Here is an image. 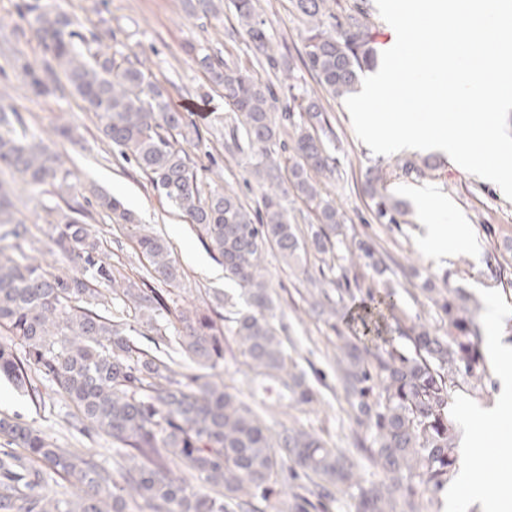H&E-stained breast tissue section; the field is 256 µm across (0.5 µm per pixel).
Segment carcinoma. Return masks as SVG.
Segmentation results:
<instances>
[{
    "instance_id": "obj_1",
    "label": "carcinoma",
    "mask_w": 512,
    "mask_h": 512,
    "mask_svg": "<svg viewBox=\"0 0 512 512\" xmlns=\"http://www.w3.org/2000/svg\"><path fill=\"white\" fill-rule=\"evenodd\" d=\"M239 25L254 47L275 64L265 22L255 0H233ZM308 28L299 53L314 86L298 104L302 122L292 138L288 178L271 161L280 142L275 113L278 95L237 68L204 54L197 65L223 89L236 115V133L258 158L251 173L262 209L251 211L233 191L202 193L181 140L187 139L184 113L173 109L165 88L138 56L116 57L100 37L91 49L67 13L39 3L23 7L20 18L46 55L38 67L24 65L31 93L48 95L66 82L97 117L105 139L132 157L151 185L184 218L199 228L224 266V278L237 283L245 307L221 315L214 303H178L182 273L161 236L134 232L148 262L147 274L163 284L149 288L112 265L103 242L82 217L91 207L116 223L133 224V214L111 193L89 187L76 196L75 173L64 166L41 137L24 127L20 113L0 103V174L9 173L32 197L56 189L63 205L48 209L42 229L47 253L65 265H45L23 249L31 236L29 219L14 207L0 180V380L41 396L39 386L65 398L77 414L72 426L84 435L112 439L116 465L98 463L94 454L61 448L16 416H0V512H128V500L141 499L149 512H265L284 476L303 479L290 512H310L353 490L356 512H424L423 494L448 487L456 472L458 427L448 411L454 387H484L487 365L476 312L459 291L425 288L440 320L438 333L424 323L402 332L407 350L387 344L359 346L337 333L336 382L365 436L358 451L377 473L361 477L358 462L344 450L295 422L273 433L266 422L270 406L251 405L210 371L224 364V332L238 344L260 386H276L279 399L296 408L317 402L305 371L289 355L271 322L273 300L265 274L270 250L297 262L313 249L337 258L344 248L351 261L381 278L393 273L369 239L341 237L340 211L321 196L312 175L334 173L323 136L328 129L323 100L355 91L359 74L374 63L371 28L358 14L331 23L330 0H296ZM371 174L365 193L379 224H403L404 201L384 194ZM314 206L317 228L301 240L284 198L288 189ZM336 297L321 288L312 307L338 313L345 297L362 290L358 278L335 262ZM367 295L378 318L401 320L397 292ZM153 332L156 351L135 346L124 314ZM228 321L225 327L219 321ZM71 487L62 500L53 475Z\"/></svg>"
}]
</instances>
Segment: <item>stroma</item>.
Here are the masks:
<instances>
[{
    "label": "stroma",
    "mask_w": 512,
    "mask_h": 512,
    "mask_svg": "<svg viewBox=\"0 0 512 512\" xmlns=\"http://www.w3.org/2000/svg\"><path fill=\"white\" fill-rule=\"evenodd\" d=\"M79 19L84 34H96L113 53L138 55L145 60L153 75L166 88L174 106L185 112L187 119L199 129V144L187 150L198 171L203 192L228 189L236 192L253 210L261 206L256 180L251 175V158L229 146V130L233 112L224 102L223 90L213 88L195 59L208 53L247 72L255 80L273 81L272 71L259 66L257 50L248 43L235 16L231 0H212L209 5L198 0H49ZM22 0H0V44L15 39L21 26L18 15ZM258 9L267 27L274 33L273 50L282 64L291 66L298 82L312 86L310 75L299 61L306 24L294 9L293 0H258ZM18 40V39H15ZM27 62L40 64L45 53L32 37L18 40ZM0 98L15 106L26 126L53 144L62 154L67 167L77 170L81 181L94 182L123 200L139 218L142 228L165 238L184 270L179 291L183 302L204 305L213 290H221L228 302L240 303L239 290L225 281L220 262L209 251L196 228L185 221L167 200L153 190L148 178L124 158L117 148L103 138L92 112L71 90L47 97L30 92L27 78L12 53L0 54ZM325 108L331 136L324 142L336 161L332 177L320 183L322 191L334 199L343 215L344 230L378 244L386 254L402 260L401 268L390 277L398 288L401 308L409 319L444 331L430 301L422 293L424 277H433L437 286L460 288L481 306V318L499 310L512 336V287L500 283L489 268L490 258L504 254L512 244V201L487 181L472 175L440 150L422 152L404 150L393 155H376L356 136L344 100L326 102ZM73 131L72 139L60 138L59 127ZM411 159L428 161L424 176L404 172L402 163ZM377 174L388 194L406 200L410 213L405 223H376L371 201L364 192L367 173ZM427 197H440L448 206L435 221L454 223L464 216L478 246L477 251H464L433 261L420 249L424 234L421 202ZM85 222L99 236L111 262L134 277L144 275L145 261L132 238L127 224H114L102 214L86 215ZM492 225L494 237H487L483 225ZM324 265L322 255L309 253L302 267L287 266L276 253L266 258L267 279L275 300V319L280 335L293 337L297 343L295 358L308 364L307 378L319 390V401L311 411L301 414L306 429L334 447L348 449L358 426L341 390L333 388L330 355L336 340L337 317L321 315L309 304L308 289L319 279ZM420 277H413L412 269ZM242 357L233 339L224 342V365L219 372L225 383L236 388L245 400L273 402L277 395L258 388L252 373L242 365ZM512 376V369L490 366L489 378L480 394L468 389H452L449 409L460 431L469 428L471 411L494 407L499 413L497 430L485 445L512 447V403L501 404L498 395L501 382ZM72 407L59 397L34 401L26 392L6 381H0V415H20L24 421L68 448H93L104 464H112L110 438L82 436L68 421Z\"/></svg>",
    "instance_id": "obj_1"
}]
</instances>
